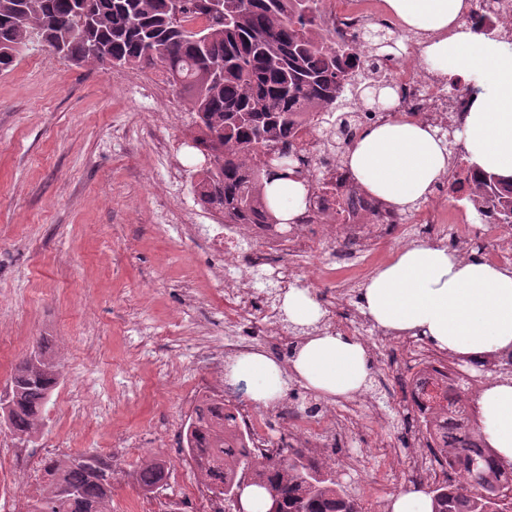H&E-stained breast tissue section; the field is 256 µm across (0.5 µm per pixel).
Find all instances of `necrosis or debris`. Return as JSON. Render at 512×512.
I'll return each instance as SVG.
<instances>
[{
  "label": "necrosis or debris",
  "mask_w": 512,
  "mask_h": 512,
  "mask_svg": "<svg viewBox=\"0 0 512 512\" xmlns=\"http://www.w3.org/2000/svg\"><path fill=\"white\" fill-rule=\"evenodd\" d=\"M325 21L329 27L348 35L369 27L388 31L396 28L393 18L370 9L365 0H351L348 8L329 12ZM383 74L396 101L394 106L371 112L370 117L376 123L386 122L398 112L431 124L456 122L481 94L479 87L461 79L448 102H441L435 97L433 87L403 55L387 61ZM365 207V200H355L337 224H292L288 229L272 231L261 229L256 224L221 226L210 237L209 244L214 252L224 257V342L215 347L200 346V356L209 360L214 368L223 369L225 359L245 353L253 346L251 340L238 335V325L246 322L261 332L276 323V308L256 304L247 269L273 268L286 289L301 279L312 287L328 282L333 284L337 298L342 300L379 259L377 245L401 246L408 242V235L399 232L392 216H385L378 224L361 223L360 216ZM472 211L466 190L449 193L447 217H432L430 227L435 236L453 235L459 251L463 253L477 243L489 242L492 262L512 264V231L499 224L472 223L469 218ZM249 236L260 238V248L244 251L242 244ZM376 341L383 346L397 344L406 350L410 358L403 410L411 425L414 445L428 446L431 436L424 420L430 412V405L425 396L426 389L436 383H452L466 388L476 384L477 378L450 362L447 355L431 350L421 338L406 336L395 340L380 334ZM359 405L356 411L325 409L316 427L310 429L301 424L294 412H286L289 444L297 448H324L329 439L350 432L360 418L379 422V409L374 402L363 399Z\"/></svg>",
  "instance_id": "1"
}]
</instances>
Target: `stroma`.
<instances>
[{
	"label": "stroma",
	"mask_w": 512,
	"mask_h": 512,
	"mask_svg": "<svg viewBox=\"0 0 512 512\" xmlns=\"http://www.w3.org/2000/svg\"><path fill=\"white\" fill-rule=\"evenodd\" d=\"M192 132L157 69L78 67L35 44L0 74V392L49 337L60 383L30 445L113 455L112 512L186 505L198 480L181 451L183 397L223 389L195 354L224 333V262L206 244L217 218L193 193L204 157ZM374 332L365 326L363 339ZM369 352L366 393L384 421L337 440L330 460L363 512H379L391 497L386 467L406 487L415 459L432 452L414 447L403 419L390 369L400 352L371 342ZM313 397L292 382L264 408L273 442L287 435L282 407ZM152 456L170 471L150 495L135 472Z\"/></svg>",
	"instance_id": "1"
}]
</instances>
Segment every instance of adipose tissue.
I'll list each match as a JSON object with an SVG mask.
<instances>
[{
  "instance_id": "1",
  "label": "adipose tissue",
  "mask_w": 512,
  "mask_h": 512,
  "mask_svg": "<svg viewBox=\"0 0 512 512\" xmlns=\"http://www.w3.org/2000/svg\"><path fill=\"white\" fill-rule=\"evenodd\" d=\"M386 12L410 32L428 34L423 59L448 77L482 84L486 93L456 131L478 170L512 178V51L498 41L465 35L467 0H384ZM342 163L371 196L399 213L427 198L448 174L450 153L437 127L407 116L364 129L346 148ZM277 218L295 221L306 188L293 178L265 186ZM361 312L373 327L395 336H422L457 359L485 363L512 353V271L483 258L461 259L448 247L415 243L401 248L360 290ZM289 323L308 328L288 366L254 351L224 367V379L247 381L252 400L274 404L289 380L325 398H349L368 384L371 360L365 344L320 329V306L308 289L284 294ZM491 448L512 462V379L484 386L477 397Z\"/></svg>"
}]
</instances>
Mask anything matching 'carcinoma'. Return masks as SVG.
<instances>
[{
	"mask_svg": "<svg viewBox=\"0 0 512 512\" xmlns=\"http://www.w3.org/2000/svg\"><path fill=\"white\" fill-rule=\"evenodd\" d=\"M0 0V71L12 69L33 43L74 65L162 67L165 80L195 115L193 147L209 159L194 192L226 224L272 223L264 183L297 166L294 130L321 112L326 149L338 155L367 123L363 109L387 89L378 67L352 74L364 52L383 51L396 35L345 39L323 24L324 0ZM471 30L490 35L484 0H473ZM448 185L473 183L470 195L490 193L499 223L512 229V180L461 161ZM59 383L48 340L13 368L11 408L0 427L19 439L38 433ZM234 415L224 400L201 398L185 424L182 451L212 492L224 494L243 476L264 489L278 512H361L336 470L309 448H284L257 458L232 436ZM448 444L434 450L450 476L431 489L432 512H499L498 488L512 486V463L500 460L483 424L445 423ZM47 481L26 512H112V456L74 454L44 464ZM166 461L144 459L135 474L152 492L166 481Z\"/></svg>",
	"mask_w": 512,
	"mask_h": 512,
	"instance_id": "carcinoma-1",
	"label": "carcinoma"
}]
</instances>
